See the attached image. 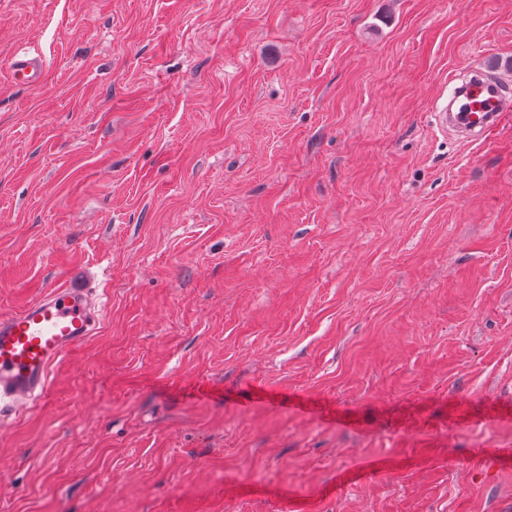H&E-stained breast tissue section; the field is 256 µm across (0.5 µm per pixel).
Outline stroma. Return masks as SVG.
Returning a JSON list of instances; mask_svg holds the SVG:
<instances>
[{"mask_svg":"<svg viewBox=\"0 0 512 512\" xmlns=\"http://www.w3.org/2000/svg\"><path fill=\"white\" fill-rule=\"evenodd\" d=\"M479 60L512 0H0V317L104 305L0 512H512V119L432 115ZM8 71L15 84L29 87L40 85L45 76L42 62L37 57L25 53H16L10 59Z\"/></svg>","mask_w":512,"mask_h":512,"instance_id":"obj_1","label":"stroma"}]
</instances>
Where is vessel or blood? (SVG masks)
<instances>
[{
  "label": "vessel or blood",
  "mask_w": 512,
  "mask_h": 512,
  "mask_svg": "<svg viewBox=\"0 0 512 512\" xmlns=\"http://www.w3.org/2000/svg\"><path fill=\"white\" fill-rule=\"evenodd\" d=\"M8 71L14 83L35 87L45 76L38 58L15 54ZM504 81L485 73H452L450 97L435 120L439 130H453L476 141L488 138L506 115L512 100ZM96 321L86 290L62 285L0 319V419L18 418L49 388V369L93 334Z\"/></svg>",
  "instance_id": "vessel-or-blood-1"
}]
</instances>
